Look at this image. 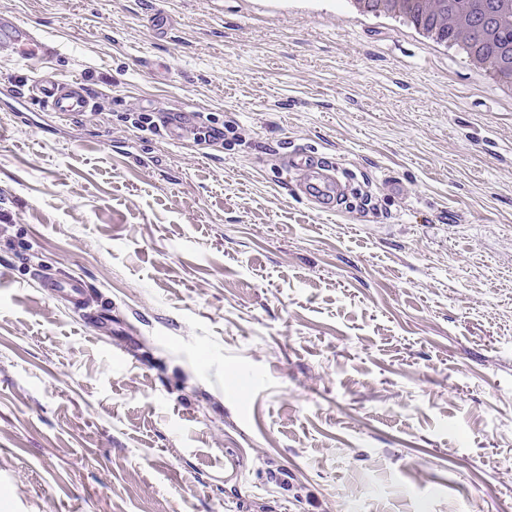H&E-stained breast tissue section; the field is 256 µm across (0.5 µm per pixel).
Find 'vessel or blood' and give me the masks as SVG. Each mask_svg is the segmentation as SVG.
<instances>
[{
	"instance_id": "b4317fda",
	"label": "vessel or blood",
	"mask_w": 512,
	"mask_h": 512,
	"mask_svg": "<svg viewBox=\"0 0 512 512\" xmlns=\"http://www.w3.org/2000/svg\"><path fill=\"white\" fill-rule=\"evenodd\" d=\"M0 54L14 58L21 66L20 72L0 78V83L23 111L47 112L66 122L83 120L92 112L94 95L82 79L63 80L44 69V62L58 56L59 47L31 24L15 16H0ZM158 124L176 144L202 137L203 120L196 112H166L159 115ZM284 164L291 170L303 167L311 171L312 179L304 185L303 194L315 207L330 209L341 200L338 183L324 173L323 163L314 160L311 152L295 149ZM36 277L49 298L63 299L74 311L85 310L89 293L85 282L44 270L37 271Z\"/></svg>"
}]
</instances>
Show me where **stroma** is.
Returning <instances> with one entry per match:
<instances>
[{
  "label": "stroma",
  "mask_w": 512,
  "mask_h": 512,
  "mask_svg": "<svg viewBox=\"0 0 512 512\" xmlns=\"http://www.w3.org/2000/svg\"><path fill=\"white\" fill-rule=\"evenodd\" d=\"M0 15L97 97L0 93V512H512V92L339 0ZM173 110L233 131L206 159L129 123ZM295 148L367 199L314 209ZM35 276L49 298H61L77 312H83L86 309L89 290L85 282L44 270H38Z\"/></svg>",
  "instance_id": "stroma-1"
}]
</instances>
